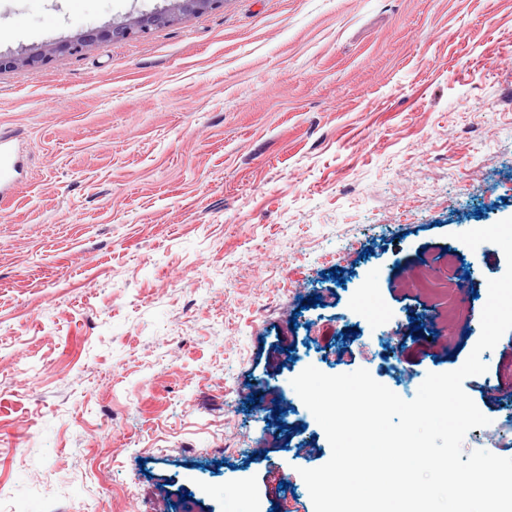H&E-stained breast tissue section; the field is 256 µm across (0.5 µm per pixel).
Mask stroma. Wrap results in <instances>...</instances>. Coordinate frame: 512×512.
I'll return each instance as SVG.
<instances>
[{
  "mask_svg": "<svg viewBox=\"0 0 512 512\" xmlns=\"http://www.w3.org/2000/svg\"><path fill=\"white\" fill-rule=\"evenodd\" d=\"M164 3L0 0V53ZM0 131V512H314L300 471L331 448L292 379L363 368L413 400L506 270L457 236L512 217V0H224L1 68ZM481 359L463 451L512 458V330ZM9 139L10 135L6 133H0V196L2 198L10 190V172L14 166L11 154L6 148V144L9 142Z\"/></svg>",
  "mask_w": 512,
  "mask_h": 512,
  "instance_id": "1",
  "label": "stroma"
}]
</instances>
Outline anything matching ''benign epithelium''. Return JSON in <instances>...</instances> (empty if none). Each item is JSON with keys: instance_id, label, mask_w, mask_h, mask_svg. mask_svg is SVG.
I'll return each instance as SVG.
<instances>
[{"instance_id": "7a95c632", "label": "benign epithelium", "mask_w": 512, "mask_h": 512, "mask_svg": "<svg viewBox=\"0 0 512 512\" xmlns=\"http://www.w3.org/2000/svg\"><path fill=\"white\" fill-rule=\"evenodd\" d=\"M170 2L171 5L164 9L146 13L131 20L113 22L100 29H92L77 37L63 40L54 45H47L39 52L32 51L13 56L0 55V68L8 66L33 70L48 55L56 53L80 55L95 42L120 41L137 33L145 34L154 27L174 23L183 16L195 14L202 10L213 9L223 0H170Z\"/></svg>"}]
</instances>
